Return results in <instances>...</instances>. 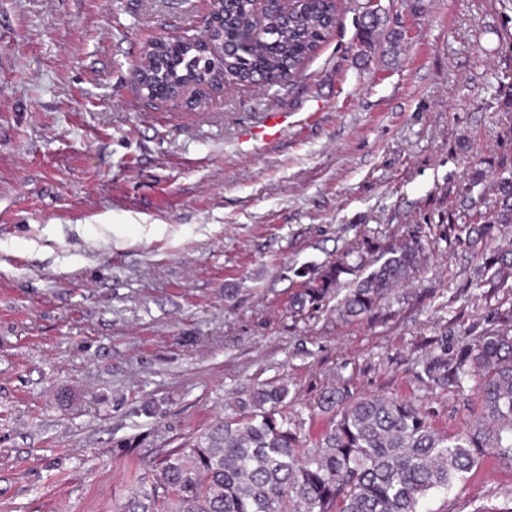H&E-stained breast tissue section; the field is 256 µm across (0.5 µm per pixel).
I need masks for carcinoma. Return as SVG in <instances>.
<instances>
[{
	"label": "carcinoma",
	"instance_id": "1",
	"mask_svg": "<svg viewBox=\"0 0 512 512\" xmlns=\"http://www.w3.org/2000/svg\"><path fill=\"white\" fill-rule=\"evenodd\" d=\"M356 53L367 56L378 41L381 0L361 4ZM338 23L328 0H305L289 12L273 3L254 18L248 0H224V81L260 80L270 86L295 77L299 65ZM152 86L171 91L188 80L211 82L193 45L165 44L149 54ZM502 200L492 214L480 210L483 195L469 197L474 224L448 218V231L470 247L494 224H512V159L501 163ZM423 246L415 239L393 244L371 269L343 259L304 281L292 298L295 313L338 292L341 275L360 274L336 303L339 318L371 312L420 265ZM512 280V248L492 252L481 282L504 288ZM441 390L472 382L475 406L468 425L453 436L429 426L426 409L382 394L354 397L342 387L325 392L319 408L332 414L329 429L308 450L292 429L288 388L264 383L238 400L224 422L193 448L174 450L162 466L161 481L173 495L172 512H424V501L446 494L490 451L512 463V336L486 332L459 350L455 361L435 356L424 367Z\"/></svg>",
	"mask_w": 512,
	"mask_h": 512
}]
</instances>
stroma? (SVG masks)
Listing matches in <instances>:
<instances>
[{"label": "stroma", "instance_id": "35a3bbf8", "mask_svg": "<svg viewBox=\"0 0 512 512\" xmlns=\"http://www.w3.org/2000/svg\"><path fill=\"white\" fill-rule=\"evenodd\" d=\"M282 86L229 87L187 112L146 102L134 68L199 34L210 0H0V512H170L160 472L261 383L288 386L304 447L343 387L470 417L432 386L512 288L449 236L474 173L512 157V0H394L397 55L361 59L355 0ZM276 139L246 142L263 112ZM419 271L364 318H300V272L371 262L408 235ZM512 506V464L481 456L426 512ZM263 123L257 127V130L251 133L256 141L273 138L287 128L288 115L284 112H265Z\"/></svg>", "mask_w": 512, "mask_h": 512}]
</instances>
